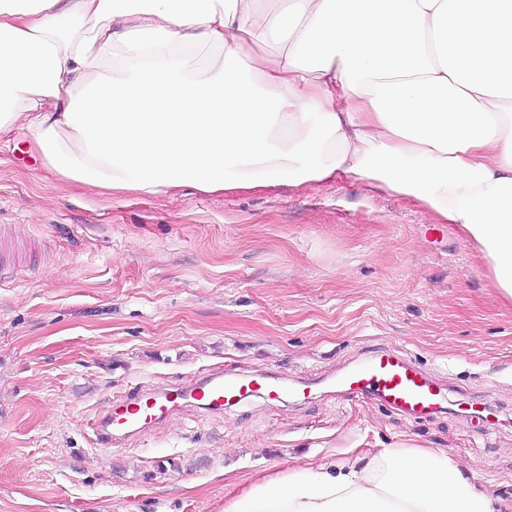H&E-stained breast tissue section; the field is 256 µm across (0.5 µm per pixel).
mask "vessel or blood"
I'll return each mask as SVG.
<instances>
[{"label": "vessel or blood", "instance_id": "b4317fda", "mask_svg": "<svg viewBox=\"0 0 512 512\" xmlns=\"http://www.w3.org/2000/svg\"><path fill=\"white\" fill-rule=\"evenodd\" d=\"M22 253L20 246L0 233V271L19 267ZM316 384L310 377L290 379L270 371L234 376L220 368L206 369L175 386L114 399L95 422L96 439L99 446L111 447L187 408L220 414L254 397L284 405L291 399L308 398ZM337 385L345 396H373L385 408L416 418L439 411L447 401L442 386L394 348L380 349L362 365L346 370Z\"/></svg>", "mask_w": 512, "mask_h": 512}]
</instances>
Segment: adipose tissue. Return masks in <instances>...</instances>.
I'll return each instance as SVG.
<instances>
[{
	"label": "adipose tissue",
	"mask_w": 512,
	"mask_h": 512,
	"mask_svg": "<svg viewBox=\"0 0 512 512\" xmlns=\"http://www.w3.org/2000/svg\"><path fill=\"white\" fill-rule=\"evenodd\" d=\"M19 139L115 195L362 182L458 229L512 301V0H0V146ZM475 480L389 445L224 512H501Z\"/></svg>",
	"instance_id": "obj_1"
}]
</instances>
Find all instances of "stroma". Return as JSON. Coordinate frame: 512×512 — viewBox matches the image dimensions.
<instances>
[{"label":"stroma","mask_w":512,"mask_h":512,"mask_svg":"<svg viewBox=\"0 0 512 512\" xmlns=\"http://www.w3.org/2000/svg\"><path fill=\"white\" fill-rule=\"evenodd\" d=\"M0 153V226L36 251L0 279V512H224L226 498L350 447L440 448L512 512V302L447 224L338 180L138 198ZM382 347L448 391L415 419L317 393L194 410L100 448L119 395L206 368L330 374Z\"/></svg>","instance_id":"1"}]
</instances>
